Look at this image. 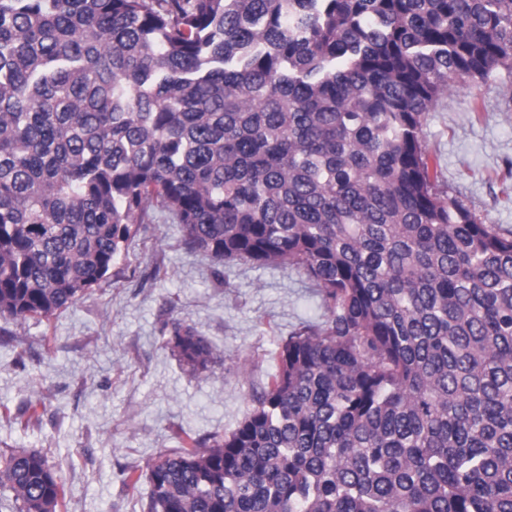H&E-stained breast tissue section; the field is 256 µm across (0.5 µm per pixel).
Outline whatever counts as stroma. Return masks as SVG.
<instances>
[{
    "label": "stroma",
    "instance_id": "stroma-1",
    "mask_svg": "<svg viewBox=\"0 0 512 512\" xmlns=\"http://www.w3.org/2000/svg\"><path fill=\"white\" fill-rule=\"evenodd\" d=\"M423 138L440 188L511 236L512 75L450 81ZM321 315L317 288L293 268L216 262L153 209L67 309L0 318V453L44 454L67 491L64 512H141L148 485L129 488L126 472L147 475L178 433L233 430L279 344ZM176 321L214 347L206 371L189 372L164 346Z\"/></svg>",
    "mask_w": 512,
    "mask_h": 512
}]
</instances>
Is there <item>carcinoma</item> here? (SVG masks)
I'll return each instance as SVG.
<instances>
[{"instance_id": "obj_1", "label": "carcinoma", "mask_w": 512, "mask_h": 512, "mask_svg": "<svg viewBox=\"0 0 512 512\" xmlns=\"http://www.w3.org/2000/svg\"><path fill=\"white\" fill-rule=\"evenodd\" d=\"M500 71L512 0H0L1 318L69 307L154 207L321 297L232 431L148 465L143 512H512V236L422 136ZM164 345L214 359L190 325ZM0 490L66 499L23 448Z\"/></svg>"}]
</instances>
